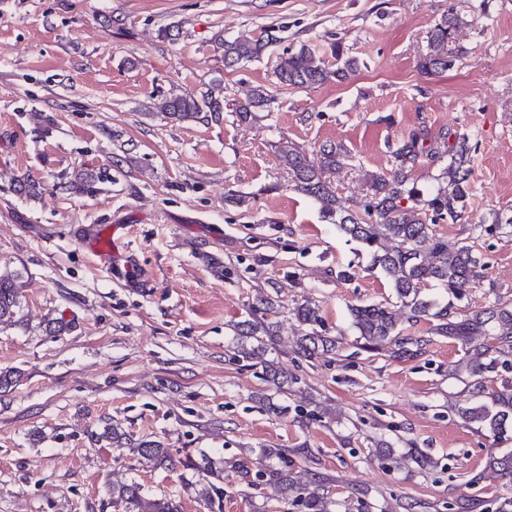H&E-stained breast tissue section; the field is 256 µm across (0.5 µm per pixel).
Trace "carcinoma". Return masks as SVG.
Masks as SVG:
<instances>
[{
	"label": "carcinoma",
	"instance_id": "carcinoma-1",
	"mask_svg": "<svg viewBox=\"0 0 512 512\" xmlns=\"http://www.w3.org/2000/svg\"><path fill=\"white\" fill-rule=\"evenodd\" d=\"M457 25L458 16L450 4L448 12L428 32V51L418 63L422 73L439 74L453 65L448 45ZM273 41L275 37L271 34L257 39L241 35L231 41L222 39L218 45L223 48L224 66L230 68L260 60ZM330 55L336 60L333 71L324 55L306 45L295 51L284 50L274 70L277 83L309 89L332 76L344 80L359 67V60L348 55L339 42L332 44ZM271 103L272 97L265 90L257 89L250 98L237 104L233 112L239 121L247 122ZM153 109L152 115L181 123L196 120L204 112L222 114L224 95L216 92L214 86L198 93L171 94L158 99ZM420 140V134L413 132L393 151L390 172L371 176L369 198L356 209L339 203L336 190L324 176V172H334L343 165L347 157L344 147L331 143L323 146L317 163L290 145H280L278 154L293 186L319 204L326 221L359 242L372 266L380 269L392 284L398 309L393 311L385 303L349 307L350 327L356 333L359 348L368 353L384 351L397 360L413 359L421 354L424 340L404 335L403 322L422 318L434 322L435 334L456 339L465 346V359L458 370L465 375L475 402L462 411L463 418L487 436L502 439L512 429V376L500 378L499 387L491 390L486 380L502 369L512 372V301L499 299L488 307L463 314L454 304L440 305L426 299L424 294V288L434 284L446 288L460 300L464 287L484 278L482 255L470 245L448 249V243L435 233L431 224L435 216L446 217L453 223L462 220L472 175L471 149L463 139L446 156L437 151L431 154L436 159L448 158L444 171L448 182L420 207L415 204L418 193L409 182V173L423 154ZM68 189L73 194H90L96 191L95 176L88 172L77 174L68 181ZM19 277L17 271L0 272V326L16 323L21 308ZM272 311L273 303L269 299L256 297L249 318L236 325L237 357L262 367L265 381L281 389L297 382V378L279 372L273 361L266 359L268 343L275 336L273 323L268 321ZM292 315L299 326L296 336L299 357L312 361L339 349L340 341L323 329L320 308L314 302L304 300L292 310ZM134 449L157 467L172 464L169 449L160 441H141ZM269 455L279 461L271 474L285 499L300 507L301 512H332L323 484H297L289 472L288 455L278 450L269 451ZM490 465L512 486V451L492 457ZM200 469L205 474V483L197 494L210 502L217 490L210 480L215 475L212 462L202 459ZM121 503L125 512H181L180 505L170 498L144 496L141 486L135 482L112 485V504Z\"/></svg>",
	"mask_w": 512,
	"mask_h": 512
}]
</instances>
